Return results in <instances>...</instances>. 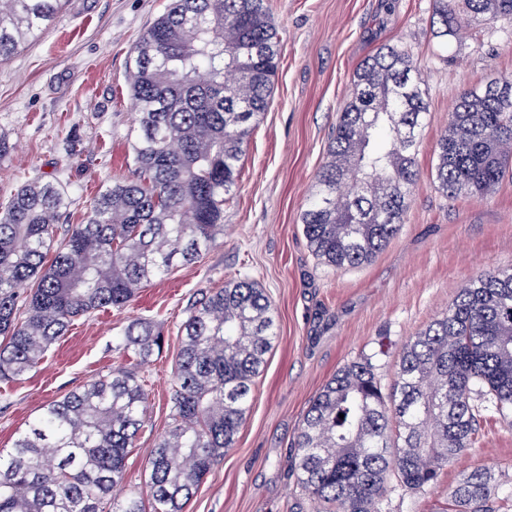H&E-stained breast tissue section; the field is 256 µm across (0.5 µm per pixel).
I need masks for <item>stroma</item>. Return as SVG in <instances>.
<instances>
[{"label": "stroma", "instance_id": "35a3bbf8", "mask_svg": "<svg viewBox=\"0 0 512 512\" xmlns=\"http://www.w3.org/2000/svg\"><path fill=\"white\" fill-rule=\"evenodd\" d=\"M169 0H66L57 18L0 62V203L37 176L56 178L79 223L113 179L132 175L136 109L129 87L133 48ZM281 45L270 103L241 162L224 230L200 262L141 288L121 310L75 319L44 361L18 381H0V450L11 448L48 402L127 362L119 335L137 319L163 336L141 365L146 420L112 497L143 486L145 462L168 431L179 328L198 293L248 276L265 288L277 338L257 380L234 448L204 478L184 512H319L297 485L291 446L310 400L336 371L371 357L391 386L402 344L446 312L480 272L512 268V180L485 197L446 198L434 182L436 142L459 94L512 77V18L471 27L462 43L436 37L433 0H268ZM395 44L420 65L430 104L420 134L418 182L400 234L369 264L333 270L313 255L301 224L359 62ZM481 444L444 469L437 488L396 489L382 512H445L465 472L489 469L499 496L512 495V424L491 419Z\"/></svg>", "mask_w": 512, "mask_h": 512}]
</instances>
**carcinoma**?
Listing matches in <instances>:
<instances>
[{"instance_id":"obj_1","label":"carcinoma","mask_w":512,"mask_h":512,"mask_svg":"<svg viewBox=\"0 0 512 512\" xmlns=\"http://www.w3.org/2000/svg\"><path fill=\"white\" fill-rule=\"evenodd\" d=\"M63 0H0V62L38 38ZM438 37L479 17H512V0H433ZM280 42L266 0H170L134 47L137 177L115 179L58 239L68 198L37 177L0 206V380L38 366L75 318L121 308L175 258L200 259L224 228L240 161L271 96ZM417 61L383 45L353 72L301 213L313 255L336 270L370 263L399 234L420 178L418 131L429 101ZM512 173V78L466 88L436 144L432 176L450 200L484 197ZM277 337L258 283L229 278L180 328L173 424L147 460L145 490L117 512H183L235 447L254 379ZM161 347L146 320L117 349L130 363L44 405L0 451V512H112L109 493L143 422L137 367ZM344 417H339V414ZM491 414L512 423V269L482 272L448 311L401 347L384 392L370 358L336 371L298 427L291 468L322 512H381L395 487H437L477 444ZM448 512H512L492 474L474 469L448 491Z\"/></svg>"}]
</instances>
